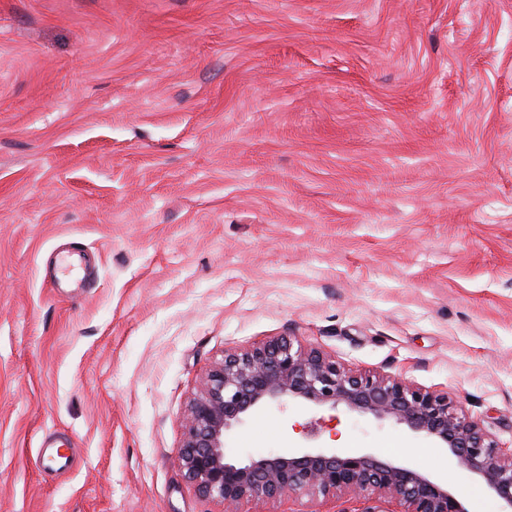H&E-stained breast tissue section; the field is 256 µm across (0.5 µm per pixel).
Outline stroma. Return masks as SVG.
I'll return each instance as SVG.
<instances>
[{"label": "stroma", "instance_id": "obj_1", "mask_svg": "<svg viewBox=\"0 0 512 512\" xmlns=\"http://www.w3.org/2000/svg\"><path fill=\"white\" fill-rule=\"evenodd\" d=\"M283 336L512 449V0H0V512H224L182 414ZM310 422L492 502L342 408L255 410L226 453Z\"/></svg>", "mask_w": 512, "mask_h": 512}]
</instances>
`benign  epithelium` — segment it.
Listing matches in <instances>:
<instances>
[{"label": "benign epithelium", "instance_id": "1", "mask_svg": "<svg viewBox=\"0 0 512 512\" xmlns=\"http://www.w3.org/2000/svg\"><path fill=\"white\" fill-rule=\"evenodd\" d=\"M291 401L316 408L343 406L406 426L480 478L503 512H512V452L502 451L461 403L398 379L347 371L318 351L296 348L284 339L226 354L210 370L202 393L183 413L178 467L203 496L221 501L224 512H238L244 501H276L293 493L323 498L348 494L376 502L363 512H385L381 504L386 502L403 505L402 512H469L440 479L372 452L318 448L311 445L316 439L311 430L305 432L308 446L245 462L227 460L226 432L256 408H284Z\"/></svg>", "mask_w": 512, "mask_h": 512}]
</instances>
